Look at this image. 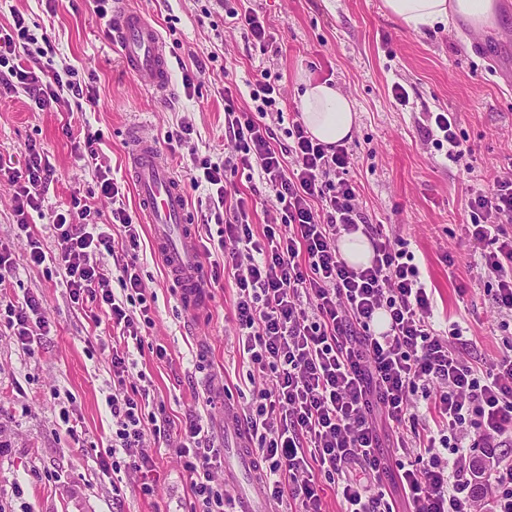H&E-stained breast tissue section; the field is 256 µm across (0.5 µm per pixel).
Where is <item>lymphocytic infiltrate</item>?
I'll use <instances>...</instances> for the list:
<instances>
[{
	"label": "lymphocytic infiltrate",
	"mask_w": 512,
	"mask_h": 512,
	"mask_svg": "<svg viewBox=\"0 0 512 512\" xmlns=\"http://www.w3.org/2000/svg\"><path fill=\"white\" fill-rule=\"evenodd\" d=\"M36 43L23 16L10 33L0 35V84L20 85L37 106H64L65 93L97 106L93 87L64 81L25 65L23 53ZM37 44V43H36ZM232 78L224 80L225 130L235 152L223 163L193 156V190L215 193L224 205L216 215L217 241L205 249L219 255L237 288L233 315L238 348L257 367L268 387L256 390L249 416L255 467L261 491L291 512H324L325 488H334L343 512H393L379 485L390 470L381 451L375 421L383 416L396 433L398 448L410 455L399 479L409 512H512V458L503 449L512 439V341L494 358L473 362L460 324L440 333L433 321V297L421 279L414 255L403 240L375 231L373 258L354 268L336 242L358 230L357 188L338 174L350 163L344 145L313 139L301 121H293L291 145L276 147L263 118L277 111L282 97L278 76L256 74L250 97L255 113L238 110ZM452 112H433L425 140L445 148L449 160L471 153L457 135ZM23 182L15 194L20 231H28L29 212L41 211L42 190L54 174L48 153L28 145ZM257 169L279 205V219L262 229L249 222L244 198L227 204L225 169ZM101 196L115 201L112 221L90 223L91 201L71 196L57 212L55 261L73 303L92 302L112 322V445L100 452L103 469L127 468L145 476L156 470L144 452L146 435L161 438L169 428L145 412L149 394L134 382V350L154 320V301L137 265L140 227L125 207L111 171H97ZM466 239L478 250L480 265L497 280L495 304L512 314V171L486 189L469 192ZM128 253L120 264L122 295L107 288L105 260ZM37 297L24 302L0 298V325L30 345L46 322ZM435 388L429 407L436 434L414 432L411 400L421 389ZM174 445L190 479V512H233L234 500L214 480L219 449L200 417L187 418ZM482 449L483 463L471 453Z\"/></svg>",
	"instance_id": "obj_1"
}]
</instances>
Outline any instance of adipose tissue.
Masks as SVG:
<instances>
[{
    "mask_svg": "<svg viewBox=\"0 0 512 512\" xmlns=\"http://www.w3.org/2000/svg\"><path fill=\"white\" fill-rule=\"evenodd\" d=\"M388 12L408 30L420 31L461 18L476 29L494 25L495 0H384ZM301 115L310 135L320 143L333 146L349 140L356 114L350 99L339 89L324 82L300 77Z\"/></svg>",
    "mask_w": 512,
    "mask_h": 512,
    "instance_id": "1",
    "label": "adipose tissue"
}]
</instances>
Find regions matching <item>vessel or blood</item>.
<instances>
[{"mask_svg":"<svg viewBox=\"0 0 512 512\" xmlns=\"http://www.w3.org/2000/svg\"><path fill=\"white\" fill-rule=\"evenodd\" d=\"M110 35L128 72L154 94L167 96L169 64L165 41L157 28L128 8L127 0H114ZM126 164L145 208L154 251L168 278L180 289L183 306L195 311L203 288V256L188 222L184 185L156 142L139 133L130 135ZM224 431L236 439L232 452L238 463L250 468L241 415L231 404L224 407Z\"/></svg>","mask_w":512,"mask_h":512,"instance_id":"obj_1","label":"vessel or blood"}]
</instances>
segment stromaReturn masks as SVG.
<instances>
[{"mask_svg":"<svg viewBox=\"0 0 512 512\" xmlns=\"http://www.w3.org/2000/svg\"><path fill=\"white\" fill-rule=\"evenodd\" d=\"M160 30L167 46L171 87L166 98L145 90L125 71L106 34L96 0H0V29L10 30L22 15L31 33L55 41L53 55L30 59L34 69L77 72L100 98L97 108H38L24 90L0 94V155L24 169L26 147L48 151L54 177L43 194V212L32 215L29 235L20 234L14 212L15 186L0 175V252L13 271L7 295L36 296L50 331L24 346L11 330H0V512H188L189 477L173 449L156 459L152 494L130 470L103 473L96 455L112 443V414L106 404L112 382V323L92 320L91 303L71 302L57 267L29 261L27 236L46 252L56 251L51 227L56 207L76 192L94 188V168H110L133 220L140 206L125 171L128 132L139 127L165 146L168 135L190 124L191 135L169 159L174 173L188 180L193 155L223 162L232 144L224 131V79H236L239 108L251 107L249 81L263 69L280 75L283 117L265 122L273 143L287 147L288 123L299 110L297 81L307 74L331 82L347 94L357 113L346 147L351 163L345 177L358 190L356 205L367 223L407 241L421 278L431 288L439 319L466 327L478 355L493 358L512 336L508 316L498 314L496 283L473 264L464 239L469 188H486L512 168V88L497 69L512 62V6L496 0L495 27L481 31L483 52L470 48L473 29L464 20L419 32L386 12L383 0H244L264 15L273 39L259 51L225 14L218 0H128ZM208 62L194 97H186L183 69ZM403 85L406 106L390 89ZM458 116L459 137L474 148L460 160L423 140L429 113ZM89 126L102 133L98 158L79 160L67 129ZM228 191L251 201L249 221L261 226L275 209V197L248 171L225 174ZM141 276L155 296L154 325L136 355L137 370L149 391V411L179 429L192 414L210 419L216 446L232 447L222 414L206 404L210 388L249 411L261 378L238 350L233 319L236 288L220 279L206 289L199 314L189 316L178 290L155 256L149 236L139 251ZM163 346L165 359L153 349ZM121 486L114 494L113 486Z\"/></svg>","mask_w":512,"mask_h":512,"instance_id":"obj_1","label":"stroma"}]
</instances>
